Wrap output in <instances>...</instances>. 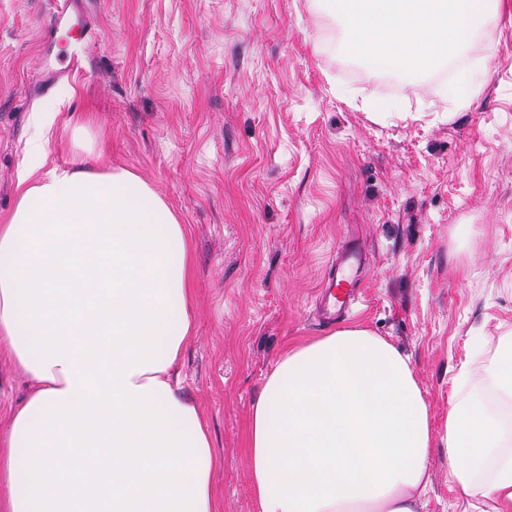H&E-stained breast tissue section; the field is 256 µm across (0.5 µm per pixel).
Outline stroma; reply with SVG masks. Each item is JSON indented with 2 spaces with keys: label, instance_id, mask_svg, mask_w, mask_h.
Here are the masks:
<instances>
[{
  "label": "stroma",
  "instance_id": "35a3bbf8",
  "mask_svg": "<svg viewBox=\"0 0 512 512\" xmlns=\"http://www.w3.org/2000/svg\"><path fill=\"white\" fill-rule=\"evenodd\" d=\"M52 0H0V222L26 163ZM95 36L62 82L51 158L69 130L104 135L91 164L126 168L190 235L194 333L178 369L208 415L223 466L218 512H258L244 436L288 346L363 327L411 359L430 411V482L419 512H483L450 481L444 437L467 367L512 342V6L475 39L491 79L467 105L446 80L376 73L345 47L333 0H83ZM392 103L374 119L367 106ZM368 259L350 317L315 319L324 270L347 241ZM483 335L480 356L469 339Z\"/></svg>",
  "mask_w": 512,
  "mask_h": 512
}]
</instances>
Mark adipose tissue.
I'll return each mask as SVG.
<instances>
[{"label": "adipose tissue", "mask_w": 512, "mask_h": 512, "mask_svg": "<svg viewBox=\"0 0 512 512\" xmlns=\"http://www.w3.org/2000/svg\"><path fill=\"white\" fill-rule=\"evenodd\" d=\"M337 3L346 48L395 72L447 60L502 0ZM61 105L32 113L0 225V356L33 385L0 441L7 512H216L221 459L178 370L192 335L188 230L130 170L50 164ZM455 387L450 475L488 512H512L499 414L468 371ZM430 448L409 356L364 328L289 346L246 438L259 512H417Z\"/></svg>", "instance_id": "obj_1"}]
</instances>
